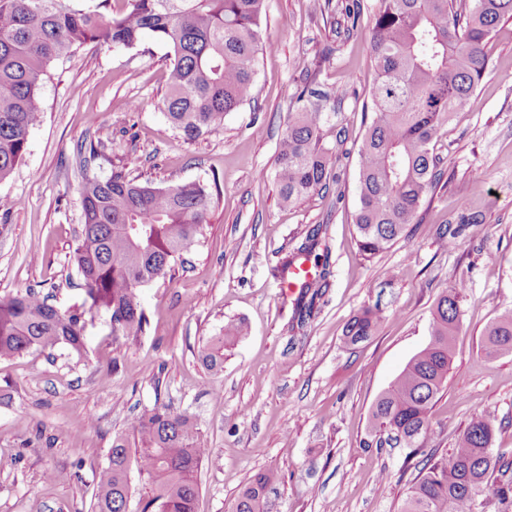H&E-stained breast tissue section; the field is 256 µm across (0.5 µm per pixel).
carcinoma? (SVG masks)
Listing matches in <instances>:
<instances>
[{"label": "carcinoma", "instance_id": "1", "mask_svg": "<svg viewBox=\"0 0 512 512\" xmlns=\"http://www.w3.org/2000/svg\"><path fill=\"white\" fill-rule=\"evenodd\" d=\"M0 0V181L24 157L30 133L41 121L38 95L51 62L86 44L132 50L150 35L170 48L168 92L163 110L172 128L192 143L224 123V115L253 97L258 55L271 46L262 28L264 0ZM380 0L370 47L376 67L371 120L358 151L355 216L361 256L373 258L396 245L444 172L434 147L453 114L461 111L482 80L486 41L496 25L512 18V0ZM306 103L289 113L276 160L282 202L291 205L327 188L334 164L336 113L329 95L305 89ZM83 222L73 259L90 301L86 310L59 311L34 291L0 300V358L31 349L83 347L86 314L110 315L112 335L139 336L147 320L139 288L165 277L203 235L213 203L211 185L192 180L164 187L122 174L87 177L81 185ZM323 225L307 234L298 253L319 260L328 250ZM328 262L300 285L293 320L304 327L329 287ZM464 285L448 286L433 312L431 340L414 355L372 408L377 443L410 449L421 460L401 512H465L479 504L512 512V460L494 453L493 421L472 417L455 448L426 451L433 435L432 409L445 387L460 329ZM390 302L377 298L353 316L346 345L375 335ZM245 335L240 322L202 348L208 369L224 363V345ZM491 354L512 355V313L487 331ZM137 446L112 441L100 471L94 512H129V472L154 485L140 512H195L196 473L208 449L197 424L164 407L143 410L133 423ZM273 470L255 474L240 491L233 512H263Z\"/></svg>", "mask_w": 512, "mask_h": 512}]
</instances>
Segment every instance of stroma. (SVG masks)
<instances>
[{
	"label": "stroma",
	"mask_w": 512,
	"mask_h": 512,
	"mask_svg": "<svg viewBox=\"0 0 512 512\" xmlns=\"http://www.w3.org/2000/svg\"><path fill=\"white\" fill-rule=\"evenodd\" d=\"M379 0H265L272 43L257 64L254 99L193 143L166 120L167 48L80 49L51 68L41 122L24 160L0 182V300L34 290L57 309L81 306L72 259L82 222L84 174L170 185L217 183L201 242L164 280L140 290L148 320L116 336L94 313L84 349L59 346L0 360V512H92L99 471L115 437L132 438L143 409L190 415L209 450L198 473L196 512H232L248 479L271 468L267 512H400L415 470L406 449L368 447L372 406L430 339L432 312L460 282L461 326L448 379L433 408L432 449L454 448L479 413L493 448L512 457V357L486 350L488 327L512 312V18L485 45L486 74L437 145L444 176L406 240L373 259L357 245L358 150L375 79L369 38ZM359 10L350 28L346 14ZM341 91L348 129L336 146L329 192L284 204L276 151L303 88ZM139 111H131L130 102ZM109 138L88 171L77 149ZM327 227L329 286L303 329L291 326L281 262L315 225ZM465 225L454 248L440 227ZM389 300L378 333L344 343L350 317ZM247 333L207 369L202 346L227 321Z\"/></svg>",
	"instance_id": "obj_1"
}]
</instances>
